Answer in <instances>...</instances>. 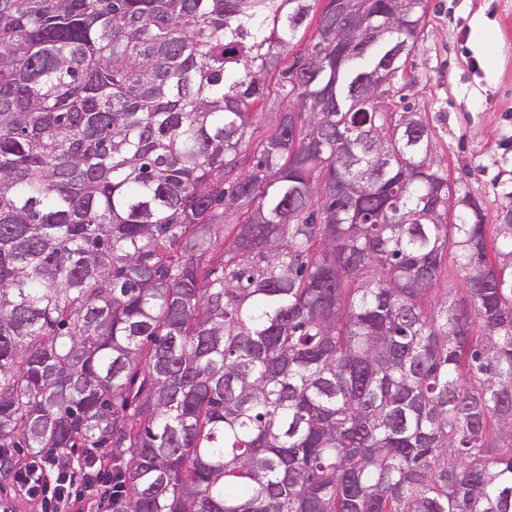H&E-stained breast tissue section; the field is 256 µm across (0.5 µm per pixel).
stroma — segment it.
<instances>
[{
    "mask_svg": "<svg viewBox=\"0 0 512 512\" xmlns=\"http://www.w3.org/2000/svg\"><path fill=\"white\" fill-rule=\"evenodd\" d=\"M405 80L437 164L496 216L512 192V0H429Z\"/></svg>",
    "mask_w": 512,
    "mask_h": 512,
    "instance_id": "1",
    "label": "stroma"
}]
</instances>
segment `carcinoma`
<instances>
[{
  "label": "carcinoma",
  "instance_id": "obj_1",
  "mask_svg": "<svg viewBox=\"0 0 512 512\" xmlns=\"http://www.w3.org/2000/svg\"><path fill=\"white\" fill-rule=\"evenodd\" d=\"M0 0V476L109 512H512V193L385 108L427 0ZM300 100L245 154L269 79ZM239 224L200 278L228 213ZM462 286L435 291L448 257ZM33 464L36 466L31 471H27L28 476H26V481L23 483L22 487L32 494H36L39 490L42 492L46 489L44 498L47 499L54 497V491H61L62 496H64L63 491L66 489V483L69 482V484H71L73 480L78 478H80L82 482L85 481L89 488H93L97 481L94 474L96 472L99 473V471L95 469L97 463L89 467L81 466L80 469L69 468L67 476L64 470L52 463L41 461L39 464Z\"/></svg>",
  "mask_w": 512,
  "mask_h": 512
}]
</instances>
